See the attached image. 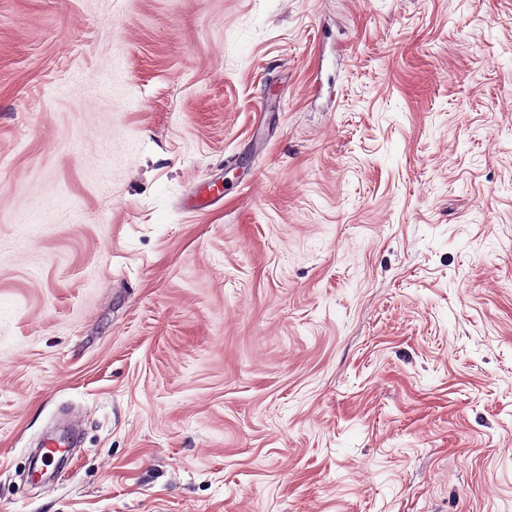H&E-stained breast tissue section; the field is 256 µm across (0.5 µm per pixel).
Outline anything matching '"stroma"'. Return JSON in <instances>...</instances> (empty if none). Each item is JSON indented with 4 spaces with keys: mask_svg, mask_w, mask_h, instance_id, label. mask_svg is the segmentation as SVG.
Masks as SVG:
<instances>
[{
    "mask_svg": "<svg viewBox=\"0 0 512 512\" xmlns=\"http://www.w3.org/2000/svg\"><path fill=\"white\" fill-rule=\"evenodd\" d=\"M0 512H512V0H0Z\"/></svg>",
    "mask_w": 512,
    "mask_h": 512,
    "instance_id": "35a3bbf8",
    "label": "stroma"
}]
</instances>
